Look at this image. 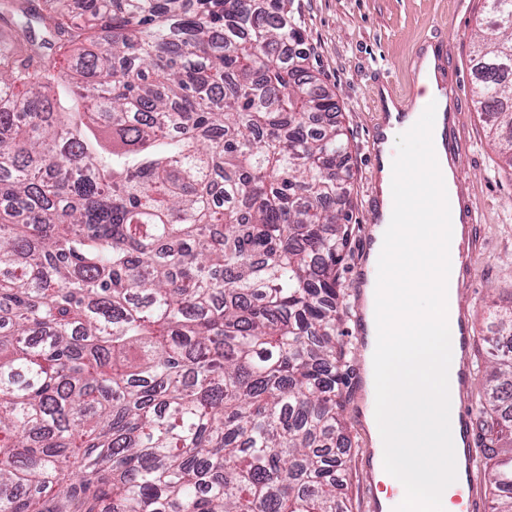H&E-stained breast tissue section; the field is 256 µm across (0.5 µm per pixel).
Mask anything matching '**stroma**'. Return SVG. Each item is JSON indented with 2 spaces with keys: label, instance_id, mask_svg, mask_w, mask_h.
Returning <instances> with one entry per match:
<instances>
[{
  "label": "stroma",
  "instance_id": "35a3bbf8",
  "mask_svg": "<svg viewBox=\"0 0 512 512\" xmlns=\"http://www.w3.org/2000/svg\"><path fill=\"white\" fill-rule=\"evenodd\" d=\"M484 0H294L293 12L304 32L303 51L326 91L335 95L336 119L346 129L349 144L353 233L339 267L343 322L337 335L343 351L340 364L344 419L350 446L347 499L352 512H369L368 474L363 466L371 439L358 411L362 389L354 380L363 374V348L355 324L352 283L364 265L371 224L374 182L370 174L372 127L384 105L375 91L386 85L391 97L415 95L413 61L426 43L447 45L455 60L451 73L461 90V132L470 149L459 167V186L483 220V244L476 252L468 279L469 316L473 324L471 362L474 376L468 394L478 408L486 379L487 359L482 338L488 311L512 299V175L498 167L497 137L471 101V51L475 24Z\"/></svg>",
  "mask_w": 512,
  "mask_h": 512
}]
</instances>
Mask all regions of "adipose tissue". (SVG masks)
I'll use <instances>...</instances> for the list:
<instances>
[{
    "mask_svg": "<svg viewBox=\"0 0 512 512\" xmlns=\"http://www.w3.org/2000/svg\"><path fill=\"white\" fill-rule=\"evenodd\" d=\"M409 123L420 135L425 162L415 169L411 191L401 202L394 201L393 187L403 170L388 164L381 171L384 223L376 235L380 242L394 240L395 249L385 278L364 289L365 415L372 428L381 415L398 420L396 445L388 454L403 482H385L382 492L394 512H411L413 489L432 494L443 512H460L453 486L462 443L450 420L458 400L451 379L460 358L455 340L458 271L448 264L450 247L461 241L458 204L455 193H448L447 224L425 221L450 168L438 133L418 117Z\"/></svg>",
    "mask_w": 512,
    "mask_h": 512,
    "instance_id": "adipose-tissue-1",
    "label": "adipose tissue"
}]
</instances>
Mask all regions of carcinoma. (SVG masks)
Returning a JSON list of instances; mask_svg holds the SVG:
<instances>
[{"mask_svg":"<svg viewBox=\"0 0 512 512\" xmlns=\"http://www.w3.org/2000/svg\"><path fill=\"white\" fill-rule=\"evenodd\" d=\"M67 2L0 0V512H350L348 143L291 0ZM486 2L472 101L512 171V0ZM491 317L477 423L512 512Z\"/></svg>","mask_w":512,"mask_h":512,"instance_id":"carcinoma-1","label":"carcinoma"}]
</instances>
